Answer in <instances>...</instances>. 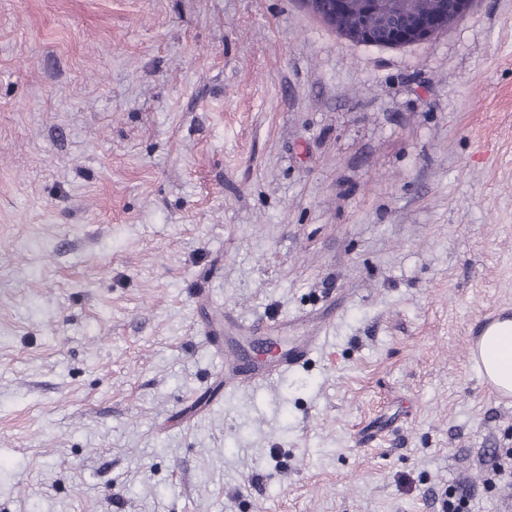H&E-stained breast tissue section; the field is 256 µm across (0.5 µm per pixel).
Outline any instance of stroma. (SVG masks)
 <instances>
[{
  "label": "stroma",
  "instance_id": "35a3bbf8",
  "mask_svg": "<svg viewBox=\"0 0 512 512\" xmlns=\"http://www.w3.org/2000/svg\"><path fill=\"white\" fill-rule=\"evenodd\" d=\"M512 0H0V512H512ZM306 365L224 387L257 321ZM439 0H385L384 6L393 15L422 13L431 10ZM472 0H444V7L428 18H402L400 25L387 42L391 46H403L427 39L443 28L448 21L460 20L468 11ZM472 358L483 379L500 395H512V318L503 310L478 334Z\"/></svg>",
  "mask_w": 512,
  "mask_h": 512
}]
</instances>
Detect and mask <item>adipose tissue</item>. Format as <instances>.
I'll return each instance as SVG.
<instances>
[{
    "instance_id": "ef3b65f1",
    "label": "adipose tissue",
    "mask_w": 512,
    "mask_h": 512,
    "mask_svg": "<svg viewBox=\"0 0 512 512\" xmlns=\"http://www.w3.org/2000/svg\"><path fill=\"white\" fill-rule=\"evenodd\" d=\"M472 358L483 379L500 395H512V314L501 311L480 331Z\"/></svg>"
}]
</instances>
